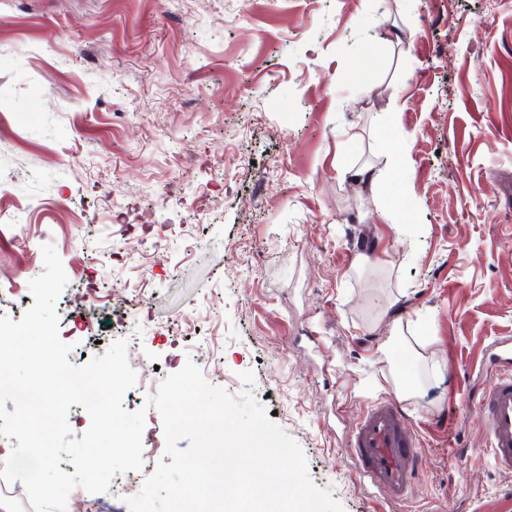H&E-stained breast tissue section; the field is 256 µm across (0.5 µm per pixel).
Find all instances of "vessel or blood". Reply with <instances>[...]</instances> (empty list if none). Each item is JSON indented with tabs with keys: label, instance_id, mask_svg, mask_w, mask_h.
<instances>
[{
	"label": "vessel or blood",
	"instance_id": "vessel-or-blood-1",
	"mask_svg": "<svg viewBox=\"0 0 512 512\" xmlns=\"http://www.w3.org/2000/svg\"><path fill=\"white\" fill-rule=\"evenodd\" d=\"M484 362L495 370L490 383L472 397L485 419V454L501 470L512 471V339L491 343ZM348 445L363 483L390 505L410 506L421 470V448L405 424L398 403L375 401L358 418Z\"/></svg>",
	"mask_w": 512,
	"mask_h": 512
}]
</instances>
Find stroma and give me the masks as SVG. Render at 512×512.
<instances>
[{
	"label": "stroma",
	"instance_id": "35a3bbf8",
	"mask_svg": "<svg viewBox=\"0 0 512 512\" xmlns=\"http://www.w3.org/2000/svg\"><path fill=\"white\" fill-rule=\"evenodd\" d=\"M45 245L69 362L125 341L156 441L190 359L373 512L347 434L394 395L415 512H512L467 403L512 337V0H0V316ZM124 479L67 512H130Z\"/></svg>",
	"mask_w": 512,
	"mask_h": 512
}]
</instances>
